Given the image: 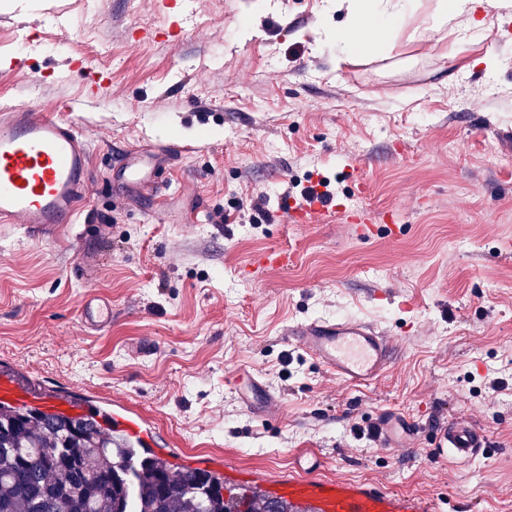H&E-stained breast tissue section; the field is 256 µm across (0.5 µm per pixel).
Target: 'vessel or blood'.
I'll return each instance as SVG.
<instances>
[{
  "label": "vessel or blood",
  "instance_id": "vessel-or-blood-1",
  "mask_svg": "<svg viewBox=\"0 0 512 512\" xmlns=\"http://www.w3.org/2000/svg\"><path fill=\"white\" fill-rule=\"evenodd\" d=\"M183 146H139L124 151L116 165L129 187L145 188L156 170L186 154ZM90 178V151L76 123L50 109L12 108L0 113V223L25 224L37 234L61 224L79 223L81 197ZM82 323L98 330L112 322L109 302L88 299L80 310ZM295 346L327 372L357 386L374 384L392 365L391 340L372 325L352 319L317 318L297 323L288 332ZM226 387L242 406L261 419H270L278 396L259 377L231 372ZM0 404L35 407L50 417L86 415L88 406L65 394L38 391L16 366H0ZM113 417L119 429L151 445L154 433L144 418L114 398ZM377 437L392 447L407 441L409 428L395 418L381 419ZM491 445L486 431L470 420L456 418L438 433L436 452L464 463ZM321 460L309 451L297 459L296 470L269 488L273 500L307 502L314 512H435L428 499L396 494L365 483H340L318 478Z\"/></svg>",
  "mask_w": 512,
  "mask_h": 512
}]
</instances>
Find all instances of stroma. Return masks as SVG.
Wrapping results in <instances>:
<instances>
[{
  "label": "stroma",
  "mask_w": 512,
  "mask_h": 512,
  "mask_svg": "<svg viewBox=\"0 0 512 512\" xmlns=\"http://www.w3.org/2000/svg\"><path fill=\"white\" fill-rule=\"evenodd\" d=\"M327 6L185 0L181 41L135 44L132 29L174 22L163 0H0V108L74 121L92 171L79 238L0 224V361L124 398L167 458L271 482L308 448L328 478L420 494L440 512H512V155L495 137L512 130V17L453 61L448 37L429 32L346 62L343 17ZM145 138L193 150L130 195L114 152ZM323 177L332 205L296 222L293 186ZM262 192L268 216L236 210ZM219 209L227 223H211ZM351 209L400 229L364 239ZM273 248L293 265L250 277ZM94 296L112 301L100 332L79 317ZM322 316L393 339L389 371L354 387L289 341V325ZM236 369L280 393L275 421L235 401L224 377ZM389 411L415 422L410 446L369 438ZM457 417L492 440L464 465L433 447Z\"/></svg>",
  "instance_id": "stroma-1"
}]
</instances>
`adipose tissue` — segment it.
<instances>
[{
    "label": "adipose tissue",
    "mask_w": 512,
    "mask_h": 512,
    "mask_svg": "<svg viewBox=\"0 0 512 512\" xmlns=\"http://www.w3.org/2000/svg\"><path fill=\"white\" fill-rule=\"evenodd\" d=\"M333 7L345 16L336 31L340 52L360 56L408 21L421 32L450 28L458 45L474 42L487 26L490 10L512 11V0H437L426 16L419 13L417 0H334Z\"/></svg>",
    "instance_id": "adipose-tissue-1"
}]
</instances>
